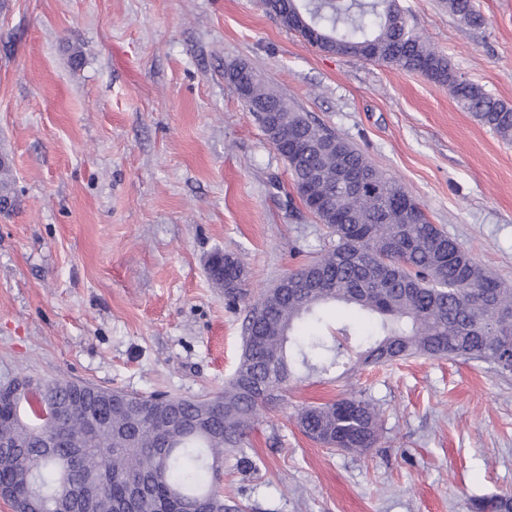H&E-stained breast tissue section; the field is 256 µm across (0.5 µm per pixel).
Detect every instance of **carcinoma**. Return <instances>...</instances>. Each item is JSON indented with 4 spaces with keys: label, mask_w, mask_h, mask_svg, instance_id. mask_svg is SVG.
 <instances>
[{
    "label": "carcinoma",
    "mask_w": 512,
    "mask_h": 512,
    "mask_svg": "<svg viewBox=\"0 0 512 512\" xmlns=\"http://www.w3.org/2000/svg\"><path fill=\"white\" fill-rule=\"evenodd\" d=\"M460 23L484 24L472 0H443ZM284 27L312 39L305 25L337 55L396 66L446 87L466 111L512 142V106L461 79L448 58L410 24L398 0H264ZM238 94L266 138L263 113L278 109L279 134L288 140L281 158L302 202L319 199L313 214L333 242L314 262L280 279L251 304L241 353L221 392L202 399L134 394L56 379L42 383L63 411L59 423L30 420L9 388L0 385V498L32 512H65L71 498L114 512L139 479L147 512H235L224 500V457L236 455L261 409L299 369L329 375L342 362L336 347L318 333L296 340L306 321H321L328 304L346 305L372 321L376 339L357 352L358 361L384 363L413 356L463 358L491 365L512 361V289L490 275L468 250L431 223L420 204L393 177L372 165L354 145L336 136L244 64ZM349 171L361 178L358 191L339 182ZM209 277L235 304L246 296L244 264L217 252ZM96 428L83 447L67 436ZM296 423L305 436L330 450L364 453L379 439L380 415L361 392L307 405ZM498 502L512 512L511 494L472 503L482 512Z\"/></svg>",
    "instance_id": "obj_1"
}]
</instances>
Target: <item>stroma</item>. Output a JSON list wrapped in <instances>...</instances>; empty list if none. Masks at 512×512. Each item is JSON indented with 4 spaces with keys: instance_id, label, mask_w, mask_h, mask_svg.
Segmentation results:
<instances>
[{
    "instance_id": "obj_1",
    "label": "stroma",
    "mask_w": 512,
    "mask_h": 512,
    "mask_svg": "<svg viewBox=\"0 0 512 512\" xmlns=\"http://www.w3.org/2000/svg\"><path fill=\"white\" fill-rule=\"evenodd\" d=\"M462 78L512 105V0H399ZM247 65L351 142L512 288V143L424 76L329 55L262 0H0V381L205 398L264 291L331 244L224 76ZM240 256L248 294L208 277ZM363 391L376 447L330 451L294 417ZM224 460L245 512H469L512 492V374L413 357L291 382ZM443 4L450 14L466 26L480 27L484 24V19L474 9L472 0H444ZM209 277L216 288L224 289L228 304H236L247 294L244 264L234 254L217 252L208 262Z\"/></svg>"
}]
</instances>
